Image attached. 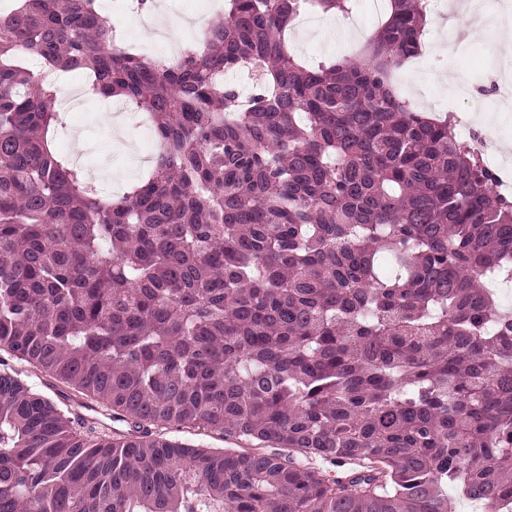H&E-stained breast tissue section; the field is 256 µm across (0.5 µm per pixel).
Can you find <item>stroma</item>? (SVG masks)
Listing matches in <instances>:
<instances>
[{"instance_id": "35a3bbf8", "label": "stroma", "mask_w": 512, "mask_h": 512, "mask_svg": "<svg viewBox=\"0 0 512 512\" xmlns=\"http://www.w3.org/2000/svg\"><path fill=\"white\" fill-rule=\"evenodd\" d=\"M454 0H433L426 26L430 52L423 64H405L395 80L402 96L416 109L435 115L452 112L465 123L483 117L484 133L492 141L512 143V111L500 108L491 89L495 76L512 75V10L505 0H486L484 9L466 20L455 15ZM172 19L167 33H160L142 16L129 14L122 23L132 43L145 52L169 53L202 30L224 9L222 0H163ZM357 26L345 18L314 13L297 20L288 33L291 49L302 60L316 64L359 49L373 34L383 15L362 0ZM88 79L62 76L61 107L66 129L59 141L64 154L81 164L94 184L111 181L115 187L145 175L152 166L156 146L148 125L139 132L113 138L104 110L83 94Z\"/></svg>"}]
</instances>
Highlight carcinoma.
Masks as SVG:
<instances>
[{"label":"carcinoma","instance_id":"obj_1","mask_svg":"<svg viewBox=\"0 0 512 512\" xmlns=\"http://www.w3.org/2000/svg\"><path fill=\"white\" fill-rule=\"evenodd\" d=\"M0 12V351L112 412L77 432L0 371V512H512V200L449 118L400 97L429 0H387L309 67V6L224 0L173 60L101 0ZM247 70L249 94L224 79ZM146 115L148 174L103 194L53 147L54 76ZM167 425L256 442L193 448ZM274 443L280 452H266ZM368 1V2H367ZM358 25L350 27L346 18L312 13L299 18L288 33L291 49L302 60L316 65L359 49L383 19V1L374 13L369 0H359Z\"/></svg>","mask_w":512,"mask_h":512}]
</instances>
